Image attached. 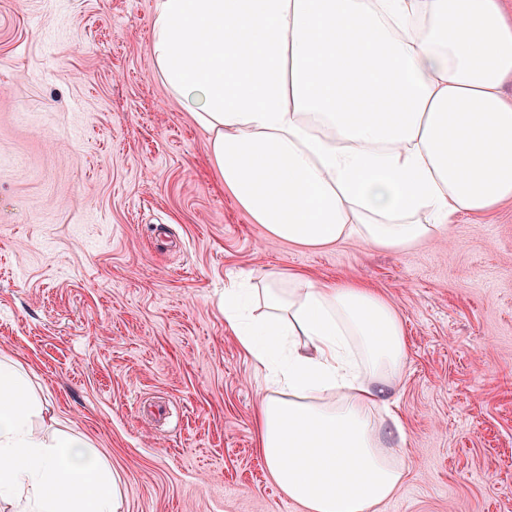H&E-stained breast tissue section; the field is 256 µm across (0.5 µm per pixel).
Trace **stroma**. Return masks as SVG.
Returning <instances> with one entry per match:
<instances>
[{
  "mask_svg": "<svg viewBox=\"0 0 512 512\" xmlns=\"http://www.w3.org/2000/svg\"><path fill=\"white\" fill-rule=\"evenodd\" d=\"M155 0H0V355L118 479L123 512H301L225 284L359 278L402 317L407 481L380 512H512V205L402 252L267 237L155 73Z\"/></svg>",
  "mask_w": 512,
  "mask_h": 512,
  "instance_id": "stroma-1",
  "label": "stroma"
}]
</instances>
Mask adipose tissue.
Wrapping results in <instances>:
<instances>
[{
    "instance_id": "obj_1",
    "label": "adipose tissue",
    "mask_w": 512,
    "mask_h": 512,
    "mask_svg": "<svg viewBox=\"0 0 512 512\" xmlns=\"http://www.w3.org/2000/svg\"><path fill=\"white\" fill-rule=\"evenodd\" d=\"M155 72L209 134L225 189L276 240L403 251L512 203V14L502 0H156ZM224 320L263 373L268 472L304 512H379L407 480L383 427L408 358L380 291L287 270L224 287ZM43 403L0 361V500L120 512L106 462L47 438Z\"/></svg>"
}]
</instances>
